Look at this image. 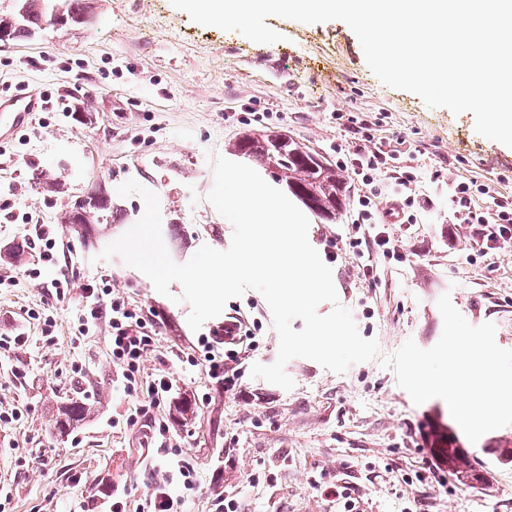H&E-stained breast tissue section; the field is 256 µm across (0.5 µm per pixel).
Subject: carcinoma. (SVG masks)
<instances>
[{
  "instance_id": "cac0c4a2",
  "label": "carcinoma",
  "mask_w": 512,
  "mask_h": 512,
  "mask_svg": "<svg viewBox=\"0 0 512 512\" xmlns=\"http://www.w3.org/2000/svg\"><path fill=\"white\" fill-rule=\"evenodd\" d=\"M235 155L265 169L270 162L277 165L279 181L288 189V192L306 204L307 208L319 219L326 223H334L339 219L349 197L347 181L342 170L333 166L322 155L312 157L307 147L294 142L288 147L285 154L271 156L265 146L251 142V136L240 137L233 144ZM112 216V199L107 191H102L98 202L92 209L88 223L82 225L86 234L95 233L102 237L97 225L108 223ZM26 243L14 242L6 248L0 249V260L20 263L24 260ZM91 413V406L79 394L67 396L59 406L56 426L61 434L70 432L74 423L87 418ZM435 440L440 443L436 450L441 463L448 467V472L463 482H480L481 469L477 468L468 451L458 446L455 437L444 433L434 434Z\"/></svg>"
}]
</instances>
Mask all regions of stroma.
Masks as SVG:
<instances>
[{
    "label": "stroma",
    "mask_w": 512,
    "mask_h": 512,
    "mask_svg": "<svg viewBox=\"0 0 512 512\" xmlns=\"http://www.w3.org/2000/svg\"><path fill=\"white\" fill-rule=\"evenodd\" d=\"M280 33L272 44L236 31L204 26L171 0H93L88 23L45 29L0 48V96L38 85L53 107L27 128L0 141V247L30 239L32 225L11 222L31 213L55 237L61 270L75 283L106 279L114 295L156 314L161 335L144 360L146 375L166 374L174 396L192 399L194 414L171 423L169 443L197 475L185 493L186 512H214L215 500L236 499L241 512H339L328 487L346 486L354 512H512V463H497L490 447L511 441L512 425L478 442L460 437L490 468L488 483L464 485L447 470L430 472L431 429L454 426L448 406L432 398L414 404L392 369L379 360L336 374L315 361L286 366L292 390L250 374L274 362L279 337L272 312L255 290L229 300L200 331L187 322L182 287L159 294L140 271L82 240L59 218L73 195L102 184L114 206L112 238L144 212L139 195L121 197L133 179L160 200L162 234L170 257L187 262L204 245L231 244V223L206 196L214 181L211 155L228 156L240 132L285 131L330 161L344 160L349 199L334 224L310 217L308 238L331 267L339 300L359 333L376 339L381 357L406 340L423 349L441 337L442 294L474 326L496 327L497 344L512 349V242L483 251L451 201V187L477 182L492 196L473 199L491 212L494 200L512 203V147L475 130L472 113L428 107L417 95L384 85L366 63L350 27L339 20L308 24L270 17ZM85 109L82 121L73 108ZM380 148L394 170L412 171L413 223L390 224L395 253L368 257L348 241L374 234L354 221L359 196L375 210L392 199L393 181L367 185L351 161L359 147ZM51 168L64 183L47 192L36 173ZM373 265L364 277V265ZM25 264L0 262V333L23 327L28 342L0 349V504L5 512H100L121 494L132 512L166 477L158 440L128 425L140 401L116 383L106 329L76 339L80 292L60 301L25 274ZM53 315L54 344H45L29 311ZM239 314L258 321L256 345L243 357L240 390L227 393L203 366L175 358L200 335ZM81 389L92 412L67 436L54 428L61 398Z\"/></svg>",
    "instance_id": "1"
}]
</instances>
